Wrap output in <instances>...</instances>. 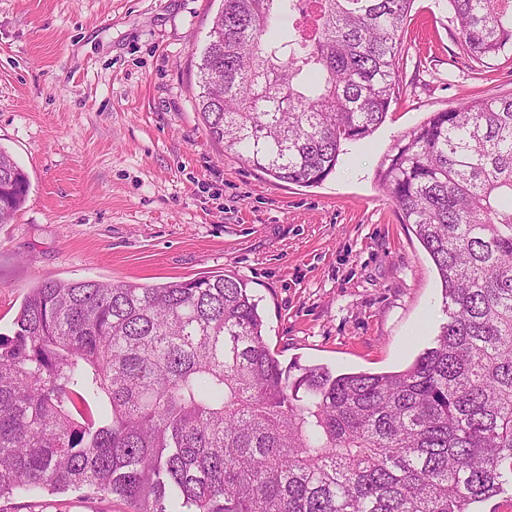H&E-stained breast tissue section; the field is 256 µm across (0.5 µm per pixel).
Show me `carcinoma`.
I'll use <instances>...</instances> for the list:
<instances>
[{"label":"carcinoma","instance_id":"1","mask_svg":"<svg viewBox=\"0 0 512 512\" xmlns=\"http://www.w3.org/2000/svg\"><path fill=\"white\" fill-rule=\"evenodd\" d=\"M222 0L196 110L273 179L311 186L386 119L413 0ZM472 57L512 0H448ZM377 178L430 255L448 317L406 369L281 365L235 275L38 283L0 335V500L44 489L131 512H480L512 487V98L403 136ZM29 180L0 150V224Z\"/></svg>","mask_w":512,"mask_h":512}]
</instances>
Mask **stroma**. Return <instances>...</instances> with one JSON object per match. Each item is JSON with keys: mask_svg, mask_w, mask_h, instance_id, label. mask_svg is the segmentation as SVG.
<instances>
[{"mask_svg": "<svg viewBox=\"0 0 512 512\" xmlns=\"http://www.w3.org/2000/svg\"><path fill=\"white\" fill-rule=\"evenodd\" d=\"M219 0H0V149L28 175L0 224V333L40 281L238 275L282 365L398 371L447 317L436 267L379 185L394 143L472 97L512 96V51L467 54L444 0H414L387 117L313 186L274 181L196 113ZM0 512H128L36 490Z\"/></svg>", "mask_w": 512, "mask_h": 512, "instance_id": "1", "label": "stroma"}]
</instances>
